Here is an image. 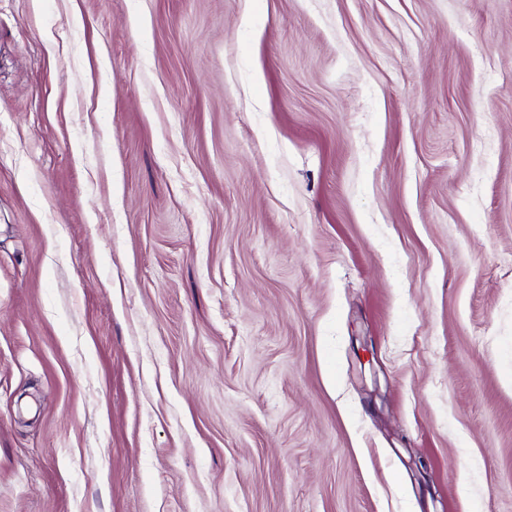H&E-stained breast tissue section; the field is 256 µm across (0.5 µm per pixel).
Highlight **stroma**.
Returning a JSON list of instances; mask_svg holds the SVG:
<instances>
[{"label": "stroma", "instance_id": "35a3bbf8", "mask_svg": "<svg viewBox=\"0 0 512 512\" xmlns=\"http://www.w3.org/2000/svg\"><path fill=\"white\" fill-rule=\"evenodd\" d=\"M0 512H512V0H0Z\"/></svg>", "mask_w": 512, "mask_h": 512}]
</instances>
